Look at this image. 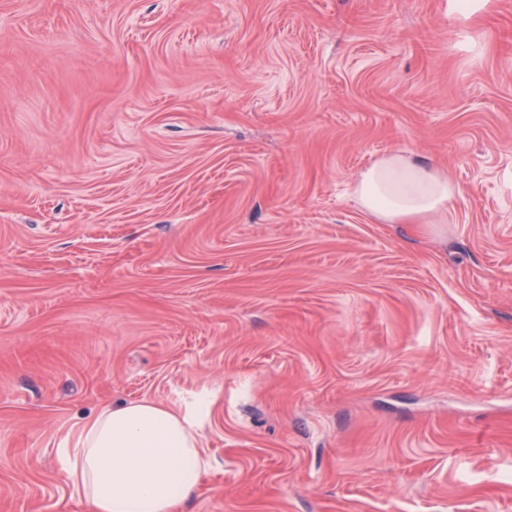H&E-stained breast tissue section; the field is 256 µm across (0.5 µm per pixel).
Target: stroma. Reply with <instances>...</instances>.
<instances>
[{
  "mask_svg": "<svg viewBox=\"0 0 512 512\" xmlns=\"http://www.w3.org/2000/svg\"><path fill=\"white\" fill-rule=\"evenodd\" d=\"M397 150L452 223L362 210ZM142 399L184 512H512V0H0V512Z\"/></svg>",
  "mask_w": 512,
  "mask_h": 512,
  "instance_id": "obj_1",
  "label": "stroma"
}]
</instances>
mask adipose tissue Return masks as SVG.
<instances>
[{
    "label": "adipose tissue",
    "mask_w": 512,
    "mask_h": 512,
    "mask_svg": "<svg viewBox=\"0 0 512 512\" xmlns=\"http://www.w3.org/2000/svg\"><path fill=\"white\" fill-rule=\"evenodd\" d=\"M457 193L421 157L394 151L354 182L364 211L385 224H444ZM67 482L88 512H176L209 466L196 420L147 400L101 410L66 451Z\"/></svg>",
    "instance_id": "1"
}]
</instances>
